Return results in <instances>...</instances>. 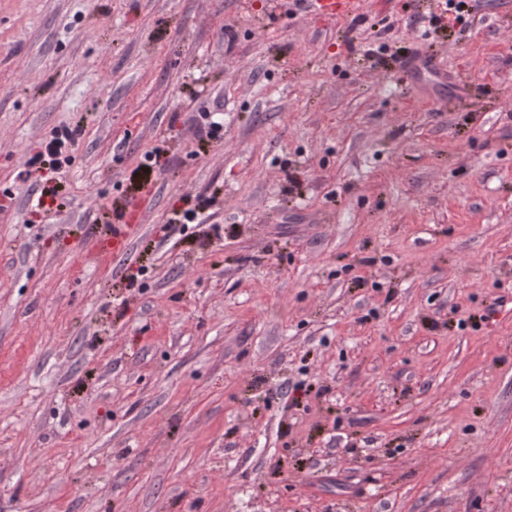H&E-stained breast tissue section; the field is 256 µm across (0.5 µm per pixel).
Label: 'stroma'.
<instances>
[{"mask_svg":"<svg viewBox=\"0 0 512 512\" xmlns=\"http://www.w3.org/2000/svg\"><path fill=\"white\" fill-rule=\"evenodd\" d=\"M467 4L0 0V512H512V0ZM307 3L310 5L311 11L327 19H333L353 11V4L349 0H308ZM403 70L408 74L427 75L433 83H440L448 79L446 74L436 69V64L431 58L419 54L407 59L403 64ZM78 135V131L69 127L55 130L49 139L42 141L33 155L34 160L49 159L53 173L62 168V163L68 160L67 150L73 146Z\"/></svg>","mask_w":512,"mask_h":512,"instance_id":"35a3bbf8","label":"stroma"}]
</instances>
